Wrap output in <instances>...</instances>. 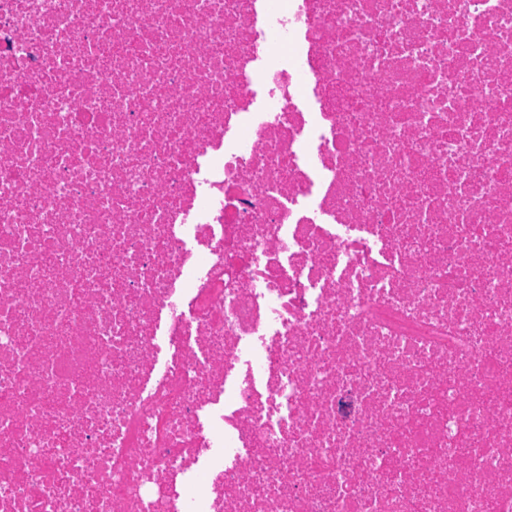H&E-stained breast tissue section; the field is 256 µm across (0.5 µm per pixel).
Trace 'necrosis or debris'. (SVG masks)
Here are the masks:
<instances>
[{
    "mask_svg": "<svg viewBox=\"0 0 512 512\" xmlns=\"http://www.w3.org/2000/svg\"><path fill=\"white\" fill-rule=\"evenodd\" d=\"M0 512H512V0H0Z\"/></svg>",
    "mask_w": 512,
    "mask_h": 512,
    "instance_id": "4bbe7bcc",
    "label": "necrosis or debris"
}]
</instances>
